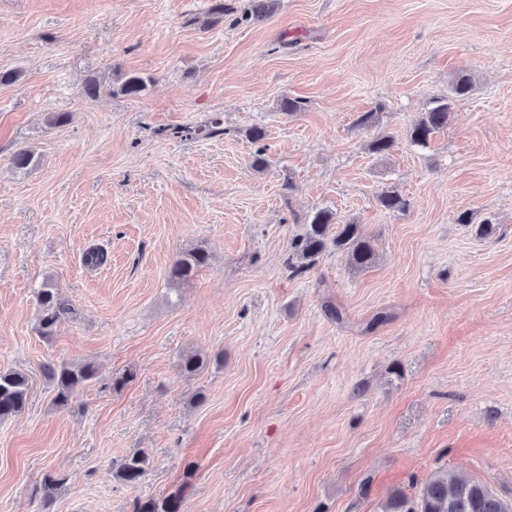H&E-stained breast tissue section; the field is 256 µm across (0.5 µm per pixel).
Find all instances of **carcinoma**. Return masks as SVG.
Segmentation results:
<instances>
[{
  "label": "carcinoma",
  "instance_id": "carcinoma-1",
  "mask_svg": "<svg viewBox=\"0 0 512 512\" xmlns=\"http://www.w3.org/2000/svg\"><path fill=\"white\" fill-rule=\"evenodd\" d=\"M472 87L469 76L459 75L451 83L448 97L422 113L407 129L405 140L411 146L427 147L435 133L448 127L452 119V101L467 95ZM147 89L146 80L139 75L129 76L120 87L124 95L138 96ZM396 146L393 136L385 133L377 135L369 144V151L382 155L391 152ZM379 204L388 211H404L409 203L395 190H386L378 196ZM333 214L324 209L309 216L304 233L291 243L292 257L288 258V268L299 275L312 269L318 258L332 247L346 254L351 266L364 269L371 265L375 250L370 239L364 237L360 226L352 222L336 226L331 233ZM209 257L204 252L184 255L172 265L169 275L174 280H183L193 275L199 268L208 264ZM39 308L37 331L43 338L54 335L57 326L65 320H75L78 309L65 297L51 281L42 283L35 291ZM44 372L55 387L54 404L68 406L78 390L90 385L97 376L92 363L82 366L69 364H47ZM29 377L19 370H0V421L21 413L27 404ZM149 458L137 452L121 460L115 475L127 486L134 488L148 471ZM63 479L49 472L44 475L36 492L41 494L42 508L47 510L54 501V491ZM188 485H181L166 499L135 502L134 512H181ZM382 512H512V502H505L478 480L450 476L437 472L423 484L419 496L409 498L400 490L393 491L382 507Z\"/></svg>",
  "mask_w": 512,
  "mask_h": 512
}]
</instances>
